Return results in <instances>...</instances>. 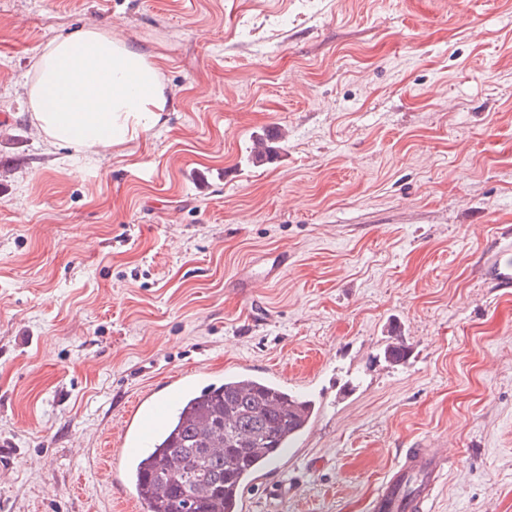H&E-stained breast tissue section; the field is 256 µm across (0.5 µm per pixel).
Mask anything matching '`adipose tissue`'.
I'll return each instance as SVG.
<instances>
[{"label": "adipose tissue", "instance_id": "obj_1", "mask_svg": "<svg viewBox=\"0 0 512 512\" xmlns=\"http://www.w3.org/2000/svg\"><path fill=\"white\" fill-rule=\"evenodd\" d=\"M27 98L34 124L50 144L87 157L138 139L168 105L152 55L92 28L46 45Z\"/></svg>", "mask_w": 512, "mask_h": 512}]
</instances>
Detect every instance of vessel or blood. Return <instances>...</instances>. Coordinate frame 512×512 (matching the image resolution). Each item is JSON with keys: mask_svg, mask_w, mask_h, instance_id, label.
<instances>
[{"mask_svg": "<svg viewBox=\"0 0 512 512\" xmlns=\"http://www.w3.org/2000/svg\"><path fill=\"white\" fill-rule=\"evenodd\" d=\"M287 265V253H267L262 271L251 282L252 287L272 283ZM188 387L187 379L173 377L162 392L137 399L136 405L142 408V415L125 416L122 422L119 445L123 458L136 460L144 455L157 428L168 420ZM448 459L447 448L441 446L416 445L407 449L371 497L368 512H430Z\"/></svg>", "mask_w": 512, "mask_h": 512, "instance_id": "b4317fda", "label": "vessel or blood"}]
</instances>
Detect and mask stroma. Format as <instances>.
<instances>
[{"label":"stroma","instance_id":"1","mask_svg":"<svg viewBox=\"0 0 512 512\" xmlns=\"http://www.w3.org/2000/svg\"><path fill=\"white\" fill-rule=\"evenodd\" d=\"M81 27L170 104L73 159L25 84ZM509 249L512 0H0V512H145L104 445L186 369L321 402L253 512H367L417 441L453 452L432 512H512ZM264 266L252 280L251 284H246L244 288H258L262 284H271L276 277L288 267V253L273 251L265 255Z\"/></svg>","mask_w":512,"mask_h":512}]
</instances>
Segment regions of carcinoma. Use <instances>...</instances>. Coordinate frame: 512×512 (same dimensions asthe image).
Returning a JSON list of instances; mask_svg holds the SVG:
<instances>
[{"mask_svg":"<svg viewBox=\"0 0 512 512\" xmlns=\"http://www.w3.org/2000/svg\"><path fill=\"white\" fill-rule=\"evenodd\" d=\"M313 403L241 373L195 389L129 475L147 512H227L256 462L303 432Z\"/></svg>","mask_w":512,"mask_h":512,"instance_id":"obj_1","label":"carcinoma"}]
</instances>
